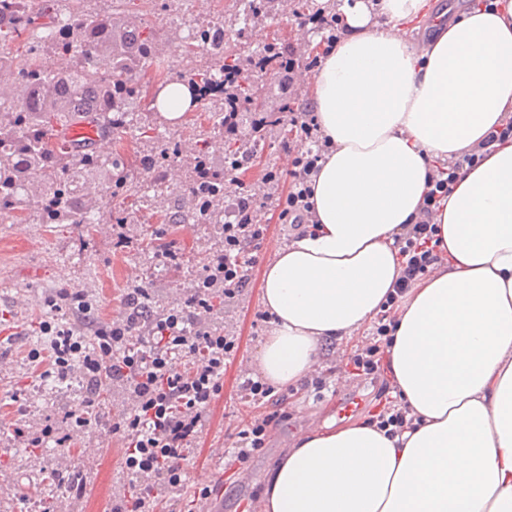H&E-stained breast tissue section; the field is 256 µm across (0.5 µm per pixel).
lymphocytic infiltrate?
<instances>
[{
  "label": "lymphocytic infiltrate",
  "mask_w": 512,
  "mask_h": 512,
  "mask_svg": "<svg viewBox=\"0 0 512 512\" xmlns=\"http://www.w3.org/2000/svg\"><path fill=\"white\" fill-rule=\"evenodd\" d=\"M289 122L299 128L301 145L291 147L287 192L278 194L280 220L295 231L307 232L311 222V177L318 169L326 146L314 113L290 109ZM512 142V121L492 128L477 147L467 150L449 165H437L428 191L419 204L430 212L449 197L464 166L472 165L496 144ZM256 192L241 188L235 200L232 221L223 225L224 246L215 251L190 297L159 314L150 329L141 321L149 309V292L136 285L126 300L130 314L96 326L92 340L78 335L75 327L42 321L49 345L29 353L31 361L46 363V376L67 381L81 372L92 385L102 377L126 380L134 396L132 413L113 422L108 432L124 442V470L138 480L137 494L113 505L112 512H145L156 504L154 482L177 488L183 483L184 463L200 437L207 412L223 388L224 365L239 346V338L213 325L214 295L222 293L232 302L251 281L248 254L261 249L269 234L268 224L257 215ZM434 225L424 221L404 225L397 237L401 271L373 327L372 340L356 349L348 364L353 374L383 377L384 362L392 348L395 314L409 288L434 267L445 265L437 249ZM240 393L256 405L245 429L238 433L236 463H247L254 451L265 445L268 429L282 418L283 402L269 384L259 380L242 383Z\"/></svg>",
  "instance_id": "1"
}]
</instances>
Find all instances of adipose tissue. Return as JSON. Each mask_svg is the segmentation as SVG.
<instances>
[{"label":"adipose tissue","mask_w":512,"mask_h":512,"mask_svg":"<svg viewBox=\"0 0 512 512\" xmlns=\"http://www.w3.org/2000/svg\"><path fill=\"white\" fill-rule=\"evenodd\" d=\"M312 101L327 149L312 181L316 228L263 274L274 319L258 362L300 383L323 340L381 310L400 274L395 236L420 218L435 164L500 125L512 106V0L448 20L431 0H355ZM425 19V49L407 36ZM447 267L405 299L390 368L420 421L305 436L268 478L264 512H512V143L464 167L431 216Z\"/></svg>","instance_id":"adipose-tissue-1"}]
</instances>
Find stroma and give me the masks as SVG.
I'll use <instances>...</instances> for the list:
<instances>
[{"label":"stroma","mask_w":512,"mask_h":512,"mask_svg":"<svg viewBox=\"0 0 512 512\" xmlns=\"http://www.w3.org/2000/svg\"><path fill=\"white\" fill-rule=\"evenodd\" d=\"M298 2L287 0L276 15L255 21L245 41L230 24L235 12L233 0H200L192 8H169L165 0H135L132 9L144 26L162 34L176 24L197 27L224 22L230 45L240 50L246 44L255 45L275 35L292 44L302 30L307 35L304 57L323 56L326 34L310 25L300 26ZM310 77V72H302V86L295 92L288 89L282 76L264 72L253 77L263 90L266 110L277 120L262 146L274 170H282L281 142L292 135L282 106L292 100L310 108ZM208 115V107L199 106L187 112L179 124L170 125L156 113L142 112L146 136L134 139L113 132L108 149L130 156L147 151L152 136L158 134L171 137L184 148L197 146L204 136L209 140L214 169L223 171L224 130L213 127ZM29 200L26 223L0 219V473L12 477L11 482L0 481V512H42L46 506L55 512H110L113 500L128 494L131 480L122 473L121 437L113 436L111 447L105 448L100 436L103 425L110 423L113 415L131 411L129 386L123 380L107 381L106 396L94 398L89 381L83 376L63 383L41 377L40 367L34 366L28 352L37 345L40 322L51 315L47 300L63 290L81 293L92 316L105 323L119 316L127 288L137 283L148 288L151 311L162 312L192 292L208 254L222 247L224 237L219 225L198 215L174 228H164L160 216L174 205L175 199L151 190L134 200L112 197L102 186L94 192L89 203L91 211L103 213L110 209L126 219L132 242L125 247L117 244L113 222L105 220L89 229L80 224H44L36 205L37 193H30ZM260 216L269 224L270 234L256 254L251 283L214 317L215 322L239 336L240 346L224 373L223 393L200 435L199 450L184 466V483L170 495L180 512L204 486L212 490V512H263L264 484L277 462L307 434L336 423L338 400L354 396L361 399V408L351 417L357 423L371 421L378 403L386 398L381 382L352 375L346 366L347 354L367 337V330L323 341L313 373L327 376L326 389L314 390L307 382L285 388L286 419L270 429L265 448L255 452L246 464L232 465L237 438L227 428L239 425L249 411L238 388L255 376L258 350L269 328L267 322L257 318L265 310L263 271L273 257L272 244L287 245L291 233L289 226L281 223L273 203H265ZM159 235L180 249V265L166 263L156 248L150 247V239ZM132 268L137 271L133 278L128 275ZM89 398L94 401L92 411L97 426L86 431L70 428L65 415L82 409ZM48 424L58 434H70V448L62 449L50 441L39 457H31L14 438V427L40 429ZM83 448L91 449L94 465L87 476L88 493L79 498L69 492L70 479L55 476L53 469L56 458L65 452L75 468H82L84 458L79 451Z\"/></svg>","instance_id":"1"}]
</instances>
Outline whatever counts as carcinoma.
<instances>
[{"mask_svg":"<svg viewBox=\"0 0 512 512\" xmlns=\"http://www.w3.org/2000/svg\"><path fill=\"white\" fill-rule=\"evenodd\" d=\"M40 3L39 8L32 2ZM81 0H0V43L19 42L30 55L29 65L18 72L19 96L0 95V214L16 224L26 221L27 190L40 185L39 207L44 224H93L84 195L76 192L75 179L90 184L104 174L113 192L129 198L141 192L134 169L156 175L153 187L162 189L165 170L179 154L178 145L166 136L153 138L149 153L132 158L115 153L101 155L91 149H75L60 137L58 129L77 123L95 125L103 138L122 129L132 137L144 134L140 112L151 68L161 71V85L185 83L196 103L214 104V118L224 124V98L263 111L258 88L249 74L260 65L286 53L276 40L255 45L243 56L225 47L224 32L199 27L192 36L197 47L217 59L219 68L196 64V55L186 51L187 67H164L155 55L157 34L129 24L127 0H113L103 13L80 7ZM277 0H236L238 33L242 34L260 15L276 12ZM265 129H254L250 138L229 151L232 161L244 151L251 160L240 170L247 172L261 163L260 145ZM208 146H199L193 161L185 199L189 209L211 224L224 223V178L206 176Z\"/></svg>","mask_w":512,"mask_h":512,"instance_id":"1","label":"carcinoma"}]
</instances>
